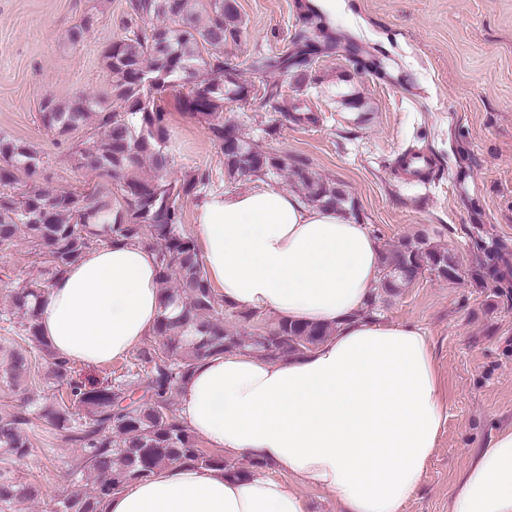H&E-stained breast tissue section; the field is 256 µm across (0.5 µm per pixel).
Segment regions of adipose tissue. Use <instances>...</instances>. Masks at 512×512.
<instances>
[{
	"label": "adipose tissue",
	"mask_w": 512,
	"mask_h": 512,
	"mask_svg": "<svg viewBox=\"0 0 512 512\" xmlns=\"http://www.w3.org/2000/svg\"><path fill=\"white\" fill-rule=\"evenodd\" d=\"M194 221L226 303L331 334L282 360L202 358L181 387L184 426L281 478L173 464L107 497L104 512H305L304 487L336 496L342 512H403L436 451L445 404L419 327L363 315L382 275L377 240L352 216L268 185L209 195ZM40 308L60 359L110 363L151 335L164 311L156 257L118 239L97 246L56 277ZM448 512H512V425L472 456Z\"/></svg>",
	"instance_id": "1"
}]
</instances>
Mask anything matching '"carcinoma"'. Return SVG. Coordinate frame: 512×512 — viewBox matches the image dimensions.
Here are the masks:
<instances>
[{"mask_svg": "<svg viewBox=\"0 0 512 512\" xmlns=\"http://www.w3.org/2000/svg\"><path fill=\"white\" fill-rule=\"evenodd\" d=\"M94 24V16H85L69 31V42H83ZM125 28V35L103 50L121 111L100 109L79 95L66 105L48 99L39 112L43 127L54 134L84 131L83 147L71 154V161L116 186L117 205H112V193L97 188L81 194L50 192L31 183L42 163L39 152L0 133V252L11 249L22 234L45 272V278L13 289L9 307L0 312V320L18 335L8 348L0 347V371L14 386L25 387L38 351L59 393L55 402L28 398L17 411L0 415V512H30L37 501L39 488L17 481L12 464L28 455L26 429L38 424L80 448L73 474L91 483L90 490L61 498L56 512H103L111 494L173 463L219 466L248 478L262 464L229 466L224 457L204 452L182 424V384L196 361L209 355L249 352L275 359L302 354L330 335L325 326L284 318L253 336L224 328L226 304L210 285L195 240L183 228V203L201 196L212 172L197 168L180 179L169 177L170 133L156 95L179 82L188 88L178 98L182 111L207 125L228 179L263 180L288 170L307 203L336 209L345 203L343 193L310 171L307 162L290 165L275 152L253 147L224 116L227 101L253 98L273 109L281 96L275 82L257 88L240 81V64L224 57V44L238 42L242 34L236 0H127ZM291 45L290 50L252 55L247 70L258 75L295 71L302 84L314 59L339 47L334 38L318 43L308 30L296 32ZM92 114L96 122L89 127ZM146 163L153 170L150 176L141 174ZM114 238L155 253L163 312L155 343L127 360L110 384L89 388L73 378L70 363L59 359L42 335L39 303L56 276L87 250ZM506 249L500 241L483 246L475 277L506 279ZM426 271L448 281L460 278L447 250L424 237L403 240L382 252L378 289L394 295ZM172 305L180 307L175 317L167 313Z\"/></svg>", "mask_w": 512, "mask_h": 512, "instance_id": "cac0c4a2", "label": "carcinoma"}]
</instances>
